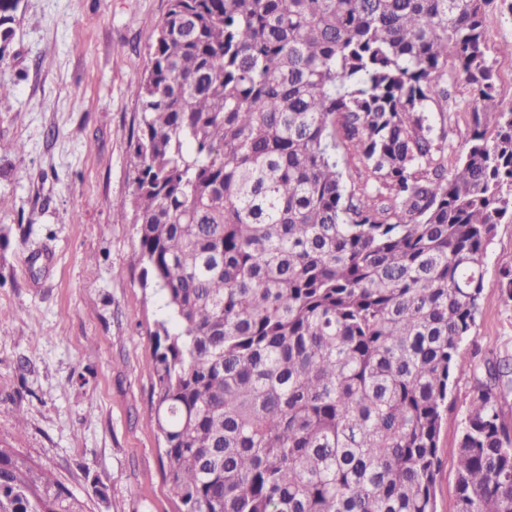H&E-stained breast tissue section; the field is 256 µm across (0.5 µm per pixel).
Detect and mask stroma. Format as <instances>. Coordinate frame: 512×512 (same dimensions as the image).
I'll return each mask as SVG.
<instances>
[{
    "label": "stroma",
    "mask_w": 512,
    "mask_h": 512,
    "mask_svg": "<svg viewBox=\"0 0 512 512\" xmlns=\"http://www.w3.org/2000/svg\"><path fill=\"white\" fill-rule=\"evenodd\" d=\"M167 0H20L0 83V446L61 480L86 512H180L152 416L154 333L167 315L120 208L137 175L130 142L142 72ZM489 60L512 103V14L486 17ZM512 223L484 258L488 298L466 341L512 357ZM474 390L456 375L439 438L435 512H456L451 450ZM23 410L24 429L15 425Z\"/></svg>",
    "instance_id": "stroma-1"
}]
</instances>
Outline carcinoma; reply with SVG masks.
I'll list each match as a JSON object with an SVG mask.
<instances>
[{
  "label": "carcinoma",
  "mask_w": 512,
  "mask_h": 512,
  "mask_svg": "<svg viewBox=\"0 0 512 512\" xmlns=\"http://www.w3.org/2000/svg\"><path fill=\"white\" fill-rule=\"evenodd\" d=\"M168 2L129 85V209L174 324L152 411L184 512H435L443 411L470 371L456 512H512V365L464 349L512 223L485 29L512 0ZM17 4L0 0V60ZM450 59L474 116L451 165L429 116ZM0 512L85 504L0 447Z\"/></svg>",
  "instance_id": "cac0c4a2"
}]
</instances>
